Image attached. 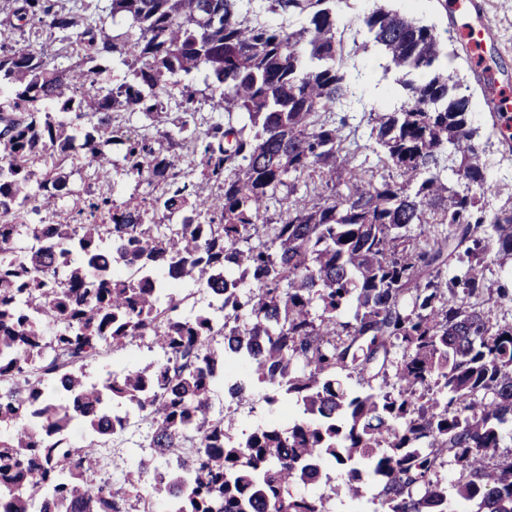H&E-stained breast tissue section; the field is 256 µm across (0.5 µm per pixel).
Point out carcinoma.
I'll return each instance as SVG.
<instances>
[{
	"mask_svg": "<svg viewBox=\"0 0 512 512\" xmlns=\"http://www.w3.org/2000/svg\"><path fill=\"white\" fill-rule=\"evenodd\" d=\"M11 0L0 46V512H331L291 488L339 470L378 512H512V193L488 178L475 113L436 28L360 19L406 92L367 108L337 37L351 0ZM300 20L294 26L293 19ZM45 38L59 45L37 51ZM131 72L113 86L110 63ZM204 74L216 112L200 129ZM169 123L168 145L117 113ZM491 134L512 150L489 108ZM148 187L75 194L109 147ZM286 215L265 218L279 194ZM506 195L496 209L486 197ZM208 303L181 312L172 283ZM52 324L51 338L43 326ZM161 359L86 367L134 342ZM302 414L235 432L224 366ZM150 451L99 476L118 408ZM92 436L75 448L67 430ZM459 478L444 482L446 468Z\"/></svg>",
	"mask_w": 512,
	"mask_h": 512,
	"instance_id": "carcinoma-1",
	"label": "carcinoma"
}]
</instances>
